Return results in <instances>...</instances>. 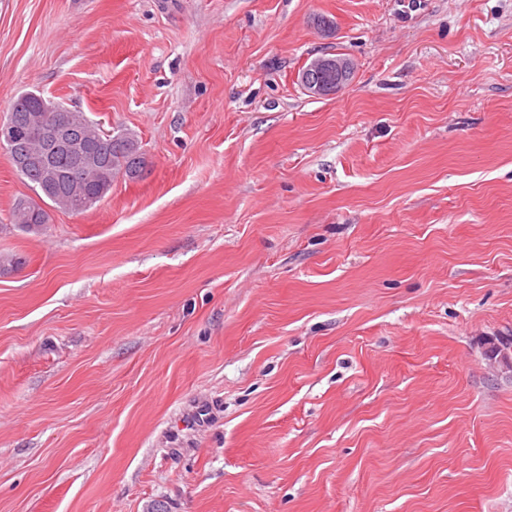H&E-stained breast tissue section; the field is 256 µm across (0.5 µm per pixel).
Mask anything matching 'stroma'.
Masks as SVG:
<instances>
[{"mask_svg": "<svg viewBox=\"0 0 512 512\" xmlns=\"http://www.w3.org/2000/svg\"><path fill=\"white\" fill-rule=\"evenodd\" d=\"M34 89L148 171L24 234L0 151V512H512V0H0ZM350 71L351 64L347 58L336 53H325L312 59L303 72L302 81L306 86L304 89L314 96L327 97L334 95L341 90L342 86H346L352 80L353 76L345 80ZM314 72L322 77L316 83H309L308 76H311V73ZM333 73H336V83H331L326 79V75ZM344 80L346 82L343 84ZM490 364L502 371H512V342L509 336H491L484 344Z\"/></svg>", "mask_w": 512, "mask_h": 512, "instance_id": "stroma-1", "label": "stroma"}]
</instances>
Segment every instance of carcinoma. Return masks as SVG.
Here are the masks:
<instances>
[{"instance_id": "cac0c4a2", "label": "carcinoma", "mask_w": 512, "mask_h": 512, "mask_svg": "<svg viewBox=\"0 0 512 512\" xmlns=\"http://www.w3.org/2000/svg\"><path fill=\"white\" fill-rule=\"evenodd\" d=\"M44 105L60 109V119L69 121L74 128L81 130L83 137L96 140L100 156L94 166H87L82 156L55 148L34 136L31 117ZM3 122L12 131L11 140L5 145L0 144V149L8 158L22 156L32 149L40 153L38 162L15 167L18 175L33 188L37 196L35 200L24 198L14 204L11 227L22 233H41L50 223V211L53 209L72 214L83 213L112 191V185L118 179L138 181L147 172L145 153L134 135L105 132L87 113L55 104L39 92L20 94L11 102ZM46 170L52 173L47 194L42 190Z\"/></svg>"}]
</instances>
